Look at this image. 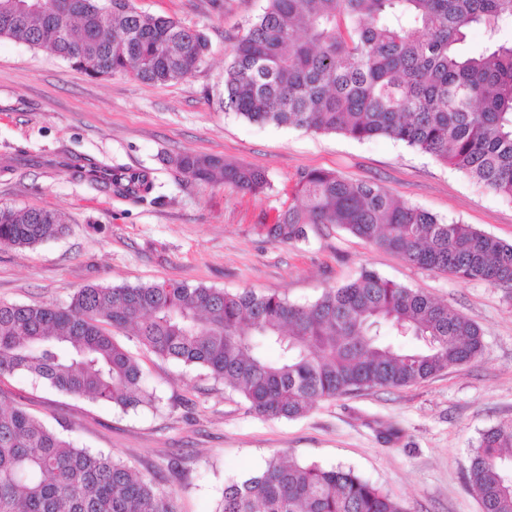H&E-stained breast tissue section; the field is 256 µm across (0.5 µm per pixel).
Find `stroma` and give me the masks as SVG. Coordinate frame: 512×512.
I'll list each match as a JSON object with an SVG mask.
<instances>
[{"label":"stroma","mask_w":512,"mask_h":512,"mask_svg":"<svg viewBox=\"0 0 512 512\" xmlns=\"http://www.w3.org/2000/svg\"><path fill=\"white\" fill-rule=\"evenodd\" d=\"M135 5L206 35L207 55L191 76L164 85L124 74L92 78L57 55L0 38V206L54 210L66 226L36 247L0 249V302L62 306L89 284L174 279L309 303L369 268L468 316L484 350L407 387L316 402L296 419L250 413L240 395L203 370L146 354L123 331L114 337L139 357L154 406L123 410L23 376L0 380V391L75 446L120 458L175 490L179 512H215L225 482L254 475L278 454L352 468L407 512H481L466 473L482 433L512 419V289L419 269L336 226L292 243L273 240L269 228L304 169L380 184L443 221L508 243L512 202L391 140L257 125L225 111L231 38L265 0ZM72 152L152 170L156 202L115 197L55 166ZM180 152L263 169L270 186L254 196L161 163Z\"/></svg>","instance_id":"obj_1"}]
</instances>
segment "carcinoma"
Returning <instances> with one entry per match:
<instances>
[{"label": "carcinoma", "mask_w": 512, "mask_h": 512, "mask_svg": "<svg viewBox=\"0 0 512 512\" xmlns=\"http://www.w3.org/2000/svg\"><path fill=\"white\" fill-rule=\"evenodd\" d=\"M512 0H266L233 38L224 68V110L254 124L386 138L451 165L486 191L512 200ZM480 29L485 48H461ZM0 37L49 51L88 76L131 74L167 84L190 76L206 36L133 0H54L23 13L0 0ZM179 173L258 195V168L218 156L164 158ZM100 162L70 155L81 175ZM102 190L143 201L147 169ZM292 203L269 234L282 242L335 224L422 269L512 288V244L468 224L444 222L399 202L378 184L303 170ZM54 210L0 208V248L60 236ZM142 349L194 366L239 393L248 410L293 419L318 400L373 387H402L468 363L483 349L467 316L418 289L363 269L315 301L276 293H228L182 281L79 288L65 306L0 303V379L25 374L75 398L121 409L150 405ZM468 480L483 512H512V419L489 428L473 450ZM0 512H178L176 493L122 461L78 448L0 395ZM215 512H406L352 469L280 458L224 486Z\"/></svg>", "instance_id": "carcinoma-1"}]
</instances>
